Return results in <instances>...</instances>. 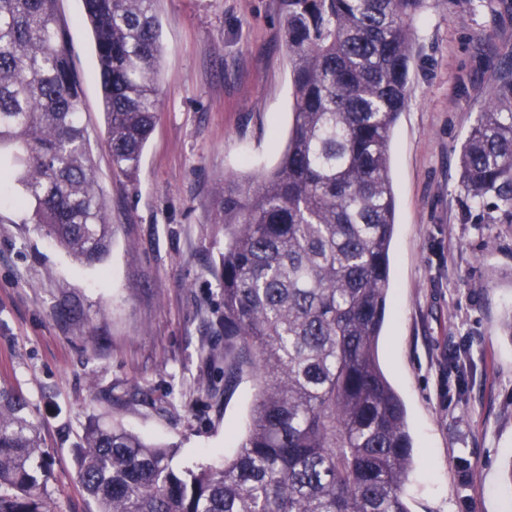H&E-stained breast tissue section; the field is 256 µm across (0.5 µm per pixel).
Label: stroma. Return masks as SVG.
I'll list each match as a JSON object with an SVG mask.
<instances>
[{"label": "stroma", "instance_id": "35a3bbf8", "mask_svg": "<svg viewBox=\"0 0 512 512\" xmlns=\"http://www.w3.org/2000/svg\"><path fill=\"white\" fill-rule=\"evenodd\" d=\"M83 78V122L112 224L80 266L0 204V385L38 426L53 512H95L75 454L91 421L176 448L177 465L232 458L258 391L224 388L213 267L220 178L276 166L294 88L282 0H154L161 103L140 168L112 170L82 0H59ZM410 93L391 134L396 200L382 369L414 443L410 512H512V223L479 220L460 148L512 63V0H424ZM465 456L468 472L456 460Z\"/></svg>", "mask_w": 512, "mask_h": 512}]
</instances>
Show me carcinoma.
<instances>
[{
	"label": "carcinoma",
	"mask_w": 512,
	"mask_h": 512,
	"mask_svg": "<svg viewBox=\"0 0 512 512\" xmlns=\"http://www.w3.org/2000/svg\"><path fill=\"white\" fill-rule=\"evenodd\" d=\"M58 0H0V155L12 204L76 261L112 241L81 78ZM152 0H83L113 170L133 176L155 126L162 56ZM295 88L276 167L226 178L224 389L260 385L247 435L216 466L89 423L77 478L96 512H409L413 444L377 357L396 202L389 145L409 99L412 22L423 0H283ZM476 206L512 220V67L500 71L459 156ZM23 394L0 388V512H51Z\"/></svg>",
	"instance_id": "cac0c4a2"
}]
</instances>
